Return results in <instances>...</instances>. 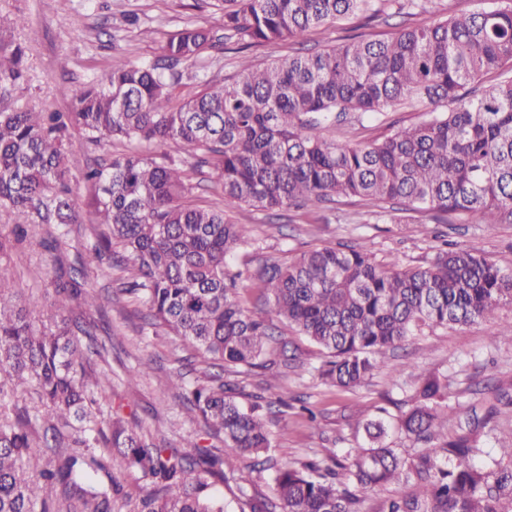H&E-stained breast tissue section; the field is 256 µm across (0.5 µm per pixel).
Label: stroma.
<instances>
[{"label": "stroma", "mask_w": 512, "mask_h": 512, "mask_svg": "<svg viewBox=\"0 0 512 512\" xmlns=\"http://www.w3.org/2000/svg\"><path fill=\"white\" fill-rule=\"evenodd\" d=\"M372 17L352 15L321 27L304 42L244 46L238 38H225L222 49L207 51L189 66L187 78L176 90L184 96L196 83L221 81L234 76L238 61L246 57L264 66L296 52L336 46L351 35L387 38L396 31L388 0H375ZM0 12L25 18L23 26L6 31V38L24 43L29 50L26 80L0 86V110L49 105L68 111L63 86L100 81L118 64L140 65L162 54L167 38L189 26L201 25L223 35L219 12L199 10L194 0H0ZM423 106H401L384 112L346 113L329 137L337 141H367L390 130L423 120ZM74 209L79 221L67 226L38 229L41 237H61V254L73 258L90 249L92 206L83 182L72 185ZM234 219L250 225L253 246L232 259V269L257 271L264 261L285 264L308 250L330 245L360 248L382 264L414 268L430 263L438 253L472 246L485 258L512 268V224H471L462 215L408 211L399 204L372 205L351 198L300 210L275 211L237 207ZM13 266L18 288L38 299L43 307L55 301L50 258L38 248H19L0 258ZM111 335L99 336L101 353L91 355L92 369L107 373L112 383L99 402L103 414L121 409L142 431L172 448L186 441H202V424L188 412L179 391L168 389L167 374L184 370L194 382L201 367L192 353L173 336H156L142 328L134 307L120 298L108 307ZM512 304L501 305L493 318L453 329H436L402 343L388 354V366L362 386L340 389L326 383L318 369L327 354L288 324H277L264 361L267 370L253 372L227 368L225 381L237 387V399L248 404L267 403L287 393L290 407L272 413L268 428L274 439L272 454L282 464L302 463L330 456L344 458L349 449L365 445L362 426L378 418L396 421L414 403L418 376L428 370L447 380L448 434L471 432L474 457L483 460L497 454L504 439L512 438V407L488 417L487 407L497 394L512 397ZM482 420L469 431L472 420ZM247 458H229L226 478L215 482L211 494L224 499L233 512L245 502H270L275 498L267 474L242 486L233 474Z\"/></svg>", "instance_id": "obj_1"}]
</instances>
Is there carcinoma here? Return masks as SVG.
<instances>
[{"instance_id": "1", "label": "carcinoma", "mask_w": 512, "mask_h": 512, "mask_svg": "<svg viewBox=\"0 0 512 512\" xmlns=\"http://www.w3.org/2000/svg\"><path fill=\"white\" fill-rule=\"evenodd\" d=\"M224 30L250 43L303 41L313 30L372 10V0H214ZM217 47L212 30L190 26L168 38L148 65L121 64L102 83L65 86L70 110L0 111V213L11 236L0 255L28 243L45 251L56 239L35 237L40 226L74 224L68 149L120 141L131 150L97 158L83 175L94 208L93 256L58 266L52 309L5 296L9 266L0 262V396L34 390L44 424L37 442L25 408L0 403V512H112L120 487L96 484L107 467L139 475L152 487L134 512H225L209 495L224 479V457L197 442L181 453L149 439L120 414L100 427L97 394L106 376L86 373L81 338L97 325L71 317L79 296L105 307L112 296L90 293L85 266L118 272L117 290L137 304L154 333L178 336L211 366L256 368L275 322H286L329 356L320 375L350 389L385 363L388 350L436 327L493 317L512 302V269L471 247L437 255L426 266L384 268L371 254L332 246L302 253L286 266L264 264L259 287L265 317L237 299L242 272L228 258L251 244L249 225L224 208L188 204L185 161L155 148L183 147L193 168L232 208L316 207L358 197L378 205L401 201L411 211L464 214L472 224H512V0L488 10L405 26L386 39H360L263 67L244 58L236 80L204 82L174 103L183 66ZM25 47L0 36V83L25 79ZM500 80L478 94L464 91L481 74ZM425 102L429 117L366 144L340 145L322 131L336 113L381 112ZM166 384L182 390L206 434L239 456L273 470L276 504L259 512H358L357 492L385 484H416L386 499L379 512H508L512 446L477 462L469 435L448 439L446 384L423 378L419 400L390 427L364 426L372 444L353 448L348 482L321 461L299 468L271 464L273 448L259 403L245 406L223 377L188 385L181 371ZM428 446L405 463L386 444L389 429ZM111 448L112 462L88 453Z\"/></svg>"}]
</instances>
